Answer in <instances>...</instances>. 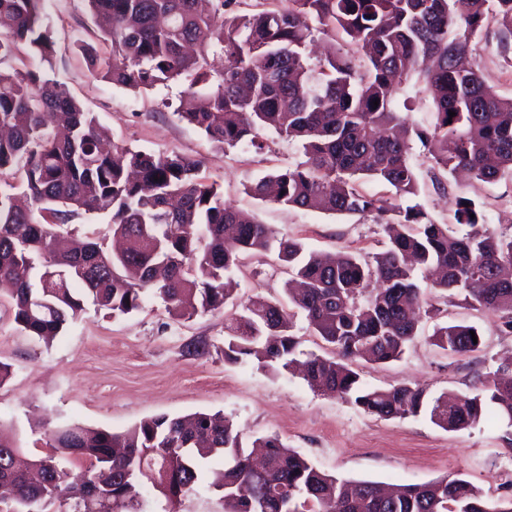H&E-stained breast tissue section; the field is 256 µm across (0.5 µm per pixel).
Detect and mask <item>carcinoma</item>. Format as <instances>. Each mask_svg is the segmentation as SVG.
<instances>
[{
  "label": "carcinoma",
  "mask_w": 512,
  "mask_h": 512,
  "mask_svg": "<svg viewBox=\"0 0 512 512\" xmlns=\"http://www.w3.org/2000/svg\"><path fill=\"white\" fill-rule=\"evenodd\" d=\"M40 2L0 0V64L20 45L52 63L56 50ZM87 3L112 45L104 59L83 47L96 77L133 92L182 80L192 97L204 87L202 105L181 104L174 115L215 147L261 151L266 129L301 145L299 162L248 187L254 198L372 214L389 243L368 258L276 241L268 225L224 202L216 183L198 176V162L176 152L108 148L105 130L65 83L40 67L0 70V174L22 176L20 191L0 184V292L9 293L25 332L59 336L87 301L127 314L146 289L174 316L219 311L230 298L226 274L242 256L273 250L292 276L288 302L340 356H309L302 378L310 388L382 419L427 410L449 431L479 424L492 407L512 419V374L482 381L470 394L431 398L406 384L367 387L348 364L400 358L420 313H429L418 280L425 272L438 273L432 288L498 314L501 330L512 333V236L483 224L470 198L455 200L462 234L435 223L419 203H398L419 192L411 134L448 174L463 169L490 183L512 171V98L487 87L467 61L489 12L512 35V0H286L277 10L242 15L228 13L235 0ZM338 30L362 50L366 72L339 49L312 59L315 33ZM414 74L433 97L431 128L407 127L393 108L395 81ZM365 179L391 195L361 192ZM82 213L109 216L123 248L111 252L90 240L62 247L59 228ZM291 328L285 303L258 296L227 325L224 357L288 370L299 346ZM471 331L441 326L435 344L472 352ZM252 447L264 450L259 468L241 431L204 412L152 417L122 433L62 427L42 455L0 432V504L13 503L11 512H45L52 504L58 512H143V484L174 503L197 490L203 461L219 454L224 473L213 488L224 512H512V498L490 503L464 478L383 487L326 473L275 434ZM74 460L82 462L81 481L63 489L62 462ZM32 470L41 482L30 479Z\"/></svg>",
  "instance_id": "carcinoma-1"
}]
</instances>
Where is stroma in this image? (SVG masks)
Here are the masks:
<instances>
[{
	"label": "stroma",
	"instance_id": "obj_1",
	"mask_svg": "<svg viewBox=\"0 0 512 512\" xmlns=\"http://www.w3.org/2000/svg\"><path fill=\"white\" fill-rule=\"evenodd\" d=\"M41 11L56 46V77L95 113L111 139L135 149L202 160L200 177L217 183L226 202L254 214L276 237L297 239L323 252L370 255L382 250L386 234L371 215L264 204L247 193L253 180L300 159L297 142L266 130L262 151L215 148L171 109L183 83L135 94L92 75L80 43L93 45L103 57L110 47L102 41L86 0H42ZM502 37L497 20L488 19L471 44L470 58L487 86L512 98V43ZM394 107L410 124L428 128L435 121L433 101L416 79L395 85ZM411 162L419 176L418 201L435 223L454 225L455 200L461 196L478 204L491 230L512 234V222L504 219L512 210V173L492 183L449 179L440 188L421 143H414ZM233 278L234 298L223 311L175 319L147 290L140 308L123 315L85 303L64 334L48 343L26 335L14 320L10 299L0 297V362L11 368L10 377L0 384V422L13 428L31 454L40 455L49 431L65 423L121 433L154 416L218 412L245 438L279 435L288 447L342 478L409 485L459 475L489 499L512 496V426L486 420L448 431L425 412L382 420L344 399L313 391L299 375L274 373L252 360L225 361V319L240 312L250 298L283 297L287 275L274 255L256 254L245 259ZM428 301L434 312L421 321L400 360L359 363L368 386L408 384L433 397L464 394L512 358V335L499 332L497 316L433 295ZM446 323L477 327L479 349L460 356L434 346L435 325ZM197 341L206 342L205 352L188 353V345ZM223 469V457L205 461L200 487L173 504L144 485V512H224V502L211 486Z\"/></svg>",
	"mask_w": 512,
	"mask_h": 512
}]
</instances>
